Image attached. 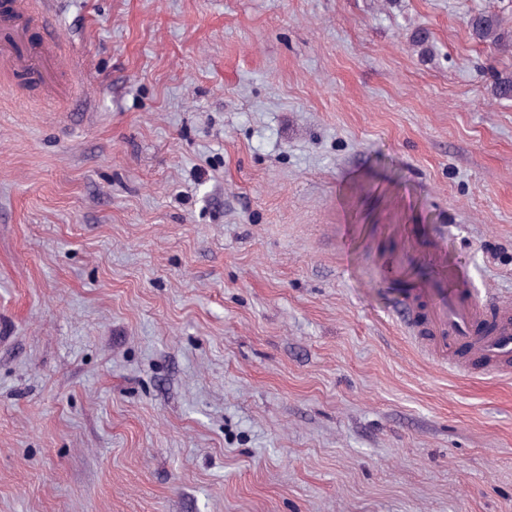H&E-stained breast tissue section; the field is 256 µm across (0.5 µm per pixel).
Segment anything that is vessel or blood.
I'll return each mask as SVG.
<instances>
[{"mask_svg": "<svg viewBox=\"0 0 512 512\" xmlns=\"http://www.w3.org/2000/svg\"><path fill=\"white\" fill-rule=\"evenodd\" d=\"M44 19L45 12L36 0H8L0 9V62L18 82L52 95L65 59L56 42L37 47L29 43L31 29ZM429 294L427 318H420L408 304L397 311L396 317L408 334L429 328V353L440 363H447L450 348L466 346L499 374H512V304L499 303L491 314L481 300L461 289L451 291L437 285Z\"/></svg>", "mask_w": 512, "mask_h": 512, "instance_id": "vessel-or-blood-1", "label": "vessel or blood"}]
</instances>
